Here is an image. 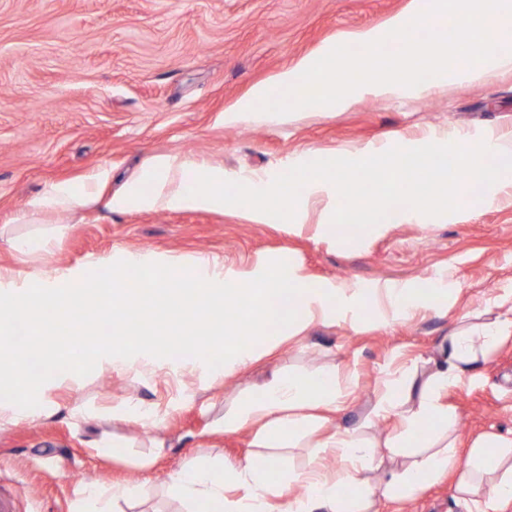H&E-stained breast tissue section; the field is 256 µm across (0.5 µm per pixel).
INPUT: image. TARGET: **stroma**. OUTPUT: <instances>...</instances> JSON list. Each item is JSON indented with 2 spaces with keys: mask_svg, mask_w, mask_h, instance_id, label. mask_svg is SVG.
Returning a JSON list of instances; mask_svg holds the SVG:
<instances>
[{
  "mask_svg": "<svg viewBox=\"0 0 512 512\" xmlns=\"http://www.w3.org/2000/svg\"><path fill=\"white\" fill-rule=\"evenodd\" d=\"M412 0H0V226L28 232L15 218L46 186L79 181L107 168L105 190L121 191L163 154L204 159L223 168L225 183L243 171L295 173L303 158L349 151L370 155L388 145L415 151L442 130L482 136L512 133V71L451 82L419 97H366L336 112H304L269 125H228L224 110L251 87L270 81L341 37L358 46L364 30L408 12ZM43 226L66 231L50 251L20 254L0 240V267L37 273L105 262L118 249L189 267L219 258L230 271L285 260L304 274L360 288L418 284L444 273L439 307L382 325L373 302L364 321L316 324L282 342L248 369L223 366L186 373L178 359L152 376L101 373L79 382L57 377L49 418L0 426V494L16 512H75L83 488L143 481L140 502L116 512H183L169 473L200 460L252 454L248 434L216 425L234 399L256 395L273 373L335 365L352 392L336 416L353 425L380 393L393 358L422 363L440 339L497 314L495 298L512 290V189L480 194L439 218L409 205L399 221L328 242L272 219L248 220L238 209L116 213L93 203L50 213ZM459 461L474 441L512 438V338L451 387ZM85 413L71 415L72 405ZM136 406L154 424H119L112 408ZM167 446L156 452L152 442ZM123 442L113 455V442ZM150 460L147 469L140 460ZM457 472L402 502L379 498L377 512H464Z\"/></svg>",
  "mask_w": 512,
  "mask_h": 512,
  "instance_id": "obj_1",
  "label": "stroma"
}]
</instances>
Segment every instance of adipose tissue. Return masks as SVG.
<instances>
[{
	"label": "adipose tissue",
	"instance_id": "ef3b65f1",
	"mask_svg": "<svg viewBox=\"0 0 512 512\" xmlns=\"http://www.w3.org/2000/svg\"><path fill=\"white\" fill-rule=\"evenodd\" d=\"M452 150L462 174L454 190L439 188L429 193L421 187V176L406 168L403 152L387 149L379 157L388 169L381 182L383 192L362 189L352 207H344L334 194L355 168L369 167L362 158L348 167L329 157L306 163L307 178L302 191L282 190V176L276 171L250 172L235 178L232 187L224 185L222 168L180 155L157 157L143 172L138 183L123 193L102 197L108 180L101 170L78 182L50 184L29 199L20 223H37L40 214L71 211L104 201L112 211H164L171 209L220 210L224 205L243 211L253 222L265 223L271 214L297 230L306 227L305 213L312 199L332 195L318 224L317 237L336 235V225H376L380 214L397 212L399 205L416 200L420 210L445 214L466 206L467 188L479 185L500 191L512 185V136L493 134L486 139L462 134H440L420 148L425 166H433L445 150ZM87 269L63 271L48 268L36 275L15 270H0V312L5 316L24 315L29 323L47 328L49 317L59 309L73 308L81 322L94 320L88 299L82 298ZM447 284L440 277L425 280L417 288H378L375 297L384 302V319L413 315L418 309L433 306ZM191 305L183 307L180 319L201 322L205 328L202 343L191 359L196 371H206L216 345L224 347V373L231 376L245 370L256 358L254 349L227 345L224 336V304L236 302L248 319L252 333L275 348L290 335L314 323L341 319L359 320L363 313V289L349 283H318L303 275L290 263H279L257 271L231 275L217 260L197 258L194 275L187 284ZM512 337V319L495 318L477 328L458 330L442 338L438 352L427 361L424 374L409 369L388 372L371 408L378 418L398 420L395 435L384 445H376L357 427H332V417L343 392L332 365L301 375L274 377L252 399L238 403L224 414L222 429L227 434L249 432L257 455L234 463L195 462L169 474L167 483L186 503L204 512H372L377 496L407 498L424 485L438 481L447 473L461 470L458 485L467 512H500L512 503V440L489 437L470 449L466 466H459L453 418L442 401L448 387L466 377L480 358L500 341ZM53 362L55 351L42 342L34 352L16 348L0 352V375L15 381L18 395L9 405H0V424H11L31 417L34 397L40 383L24 379L31 354ZM164 350L145 352L121 346H106L76 362L73 379L90 372L124 375L136 371L151 374L160 365ZM432 425L434 436L420 449L412 443L418 430ZM308 447L323 449L336 458L337 466L327 471L320 459H313L307 471L289 467L282 448L296 447L299 440ZM399 458L383 486L372 483L370 472L383 466L386 458ZM146 493L144 484L128 483L104 493L89 487L77 512H112L118 501H136Z\"/></svg>",
	"mask_w": 512,
	"mask_h": 512
}]
</instances>
